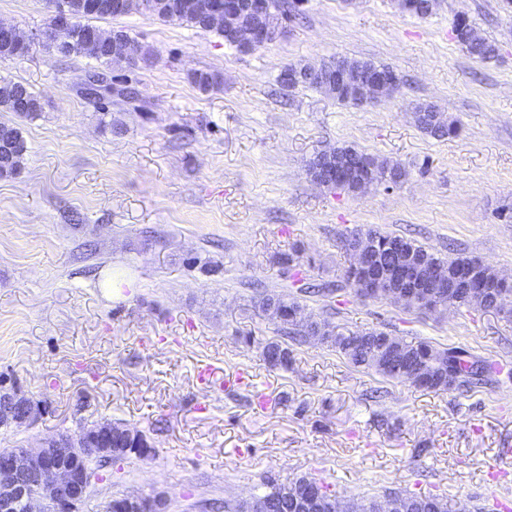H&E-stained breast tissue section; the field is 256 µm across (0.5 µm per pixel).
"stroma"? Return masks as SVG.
<instances>
[{"instance_id": "1", "label": "stroma", "mask_w": 512, "mask_h": 512, "mask_svg": "<svg viewBox=\"0 0 512 512\" xmlns=\"http://www.w3.org/2000/svg\"><path fill=\"white\" fill-rule=\"evenodd\" d=\"M48 16L47 0H0V20L26 32ZM461 19L496 43L494 60L462 50ZM115 25L155 52L151 65L105 69L113 87L139 92L113 96L117 133L79 93L95 59L36 47L0 60V78L43 102L33 119L0 112L29 147L23 172L0 179V389L48 407L33 426L0 428V448L103 419L144 431L154 454L100 470L78 512H106L124 494L214 512L302 476L344 500L389 488L500 512L498 499L512 500V322L359 297L343 242L375 227L512 277V222L499 215L512 205V8L438 0L418 18L397 0H301L283 34L250 53L147 13L102 27ZM339 57L393 68L399 91L359 108L278 82L286 66ZM195 70L224 83L201 92ZM420 103L458 136L421 132ZM340 145L407 175L360 195L315 184L307 160ZM291 252L298 264H282ZM265 292L504 369L475 391L436 392L354 367L317 340L290 344L288 366L274 367L262 350L284 332L255 307Z\"/></svg>"}]
</instances>
